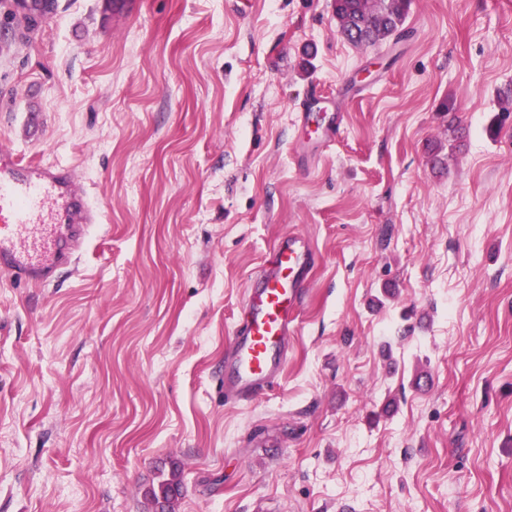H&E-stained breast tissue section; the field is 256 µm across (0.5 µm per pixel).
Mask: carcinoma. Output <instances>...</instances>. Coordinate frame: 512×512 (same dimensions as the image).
<instances>
[{
  "label": "carcinoma",
  "mask_w": 512,
  "mask_h": 512,
  "mask_svg": "<svg viewBox=\"0 0 512 512\" xmlns=\"http://www.w3.org/2000/svg\"><path fill=\"white\" fill-rule=\"evenodd\" d=\"M408 5L409 0H334L339 31L356 45H374L399 33ZM181 489L180 468L173 463L148 492L153 512H173Z\"/></svg>",
  "instance_id": "carcinoma-1"
}]
</instances>
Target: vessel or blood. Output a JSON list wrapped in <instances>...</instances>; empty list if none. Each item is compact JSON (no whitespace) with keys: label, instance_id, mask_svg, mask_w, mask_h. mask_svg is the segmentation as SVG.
Returning <instances> with one entry per match:
<instances>
[{"label":"vessel or blood","instance_id":"b4317fda","mask_svg":"<svg viewBox=\"0 0 512 512\" xmlns=\"http://www.w3.org/2000/svg\"><path fill=\"white\" fill-rule=\"evenodd\" d=\"M101 210L76 187L64 164L0 151V272L14 281L50 285L71 266L99 223ZM316 254L305 237L282 238L248 288L232 351L224 359V400L231 403L275 383Z\"/></svg>","mask_w":512,"mask_h":512}]
</instances>
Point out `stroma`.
Returning a JSON list of instances; mask_svg holds the SVG:
<instances>
[{
	"instance_id": "obj_1",
	"label": "stroma",
	"mask_w": 512,
	"mask_h": 512,
	"mask_svg": "<svg viewBox=\"0 0 512 512\" xmlns=\"http://www.w3.org/2000/svg\"><path fill=\"white\" fill-rule=\"evenodd\" d=\"M127 2L0 10V148L103 210L50 286L0 274V512H151L174 462L175 512H512V0L362 46L333 0ZM294 232L287 363L225 402ZM316 259L305 237L289 234L264 260L248 288L233 349L224 359L225 402L244 399L277 380ZM181 472L177 464H171L167 474L160 473V479L156 486H152L148 492V500L152 511L172 512L173 503L181 494Z\"/></svg>"
}]
</instances>
